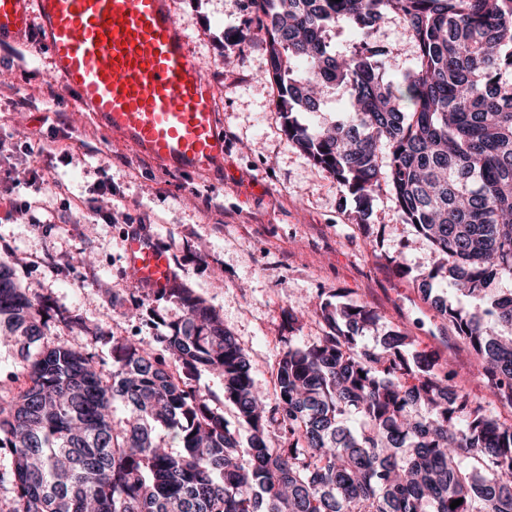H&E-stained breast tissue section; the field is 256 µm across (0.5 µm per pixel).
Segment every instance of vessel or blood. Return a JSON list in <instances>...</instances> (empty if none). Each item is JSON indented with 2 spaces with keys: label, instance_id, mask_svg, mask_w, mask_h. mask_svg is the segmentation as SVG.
<instances>
[{
  "label": "vessel or blood",
  "instance_id": "obj_1",
  "mask_svg": "<svg viewBox=\"0 0 512 512\" xmlns=\"http://www.w3.org/2000/svg\"><path fill=\"white\" fill-rule=\"evenodd\" d=\"M37 36L76 111L137 155L177 173L224 163L215 88L189 48L171 0H0V48ZM135 284L168 287L172 258L154 238L124 240Z\"/></svg>",
  "mask_w": 512,
  "mask_h": 512
}]
</instances>
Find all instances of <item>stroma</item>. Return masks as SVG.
I'll list each match as a JSON object with an SVG mask.
<instances>
[{
	"label": "stroma",
	"mask_w": 512,
	"mask_h": 512,
	"mask_svg": "<svg viewBox=\"0 0 512 512\" xmlns=\"http://www.w3.org/2000/svg\"><path fill=\"white\" fill-rule=\"evenodd\" d=\"M172 9L215 87L228 141L223 168L175 174L106 137L69 103L50 112L57 84L46 53L2 50L0 182L33 202L35 213L9 219L0 207V260L32 294L114 336L149 342L164 328L127 310L141 292L127 272L123 241L132 233L154 236L185 285L223 318L257 389L271 391L288 338L309 345L326 335L314 308L327 299L379 314L377 330L359 331L358 344L375 345L376 335L390 331L411 337L414 349L437 352L439 371L482 398L487 413L512 416L490 395L454 329L424 300L420 277L435 262L434 248L402 220L389 188L375 195L374 235L365 237L334 178L289 142L251 0H172ZM228 29L242 34L244 45L225 43ZM373 39L394 52V73L411 68L415 48L399 21H386ZM26 142L40 154L19 152ZM100 183L111 194L96 195ZM114 292L124 305L113 304Z\"/></svg>",
	"instance_id": "1"
}]
</instances>
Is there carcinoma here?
Listing matches in <instances>:
<instances>
[{
  "label": "carcinoma",
  "instance_id": "obj_1",
  "mask_svg": "<svg viewBox=\"0 0 512 512\" xmlns=\"http://www.w3.org/2000/svg\"><path fill=\"white\" fill-rule=\"evenodd\" d=\"M251 2L288 139L352 198L358 224L380 182L390 187L402 220L435 248L424 296L512 407V336L485 322L512 327V0ZM388 19L417 49L400 75L372 41ZM331 27L356 35L349 50L336 51ZM338 89L346 119L303 122ZM439 276L481 306L433 294ZM157 297L184 318L167 321ZM134 309L165 327L162 352L29 293L0 261V343L22 355L0 379L9 512H512V417L455 389L434 353L404 359L407 336L358 345L343 327L376 325L366 306L321 301L330 332L310 345L288 337L272 399L220 315L178 277ZM58 324L90 346L49 340ZM99 343L112 344L109 368L90 350ZM206 370L223 377L239 429L194 386Z\"/></svg>",
  "mask_w": 512,
  "mask_h": 512
}]
</instances>
